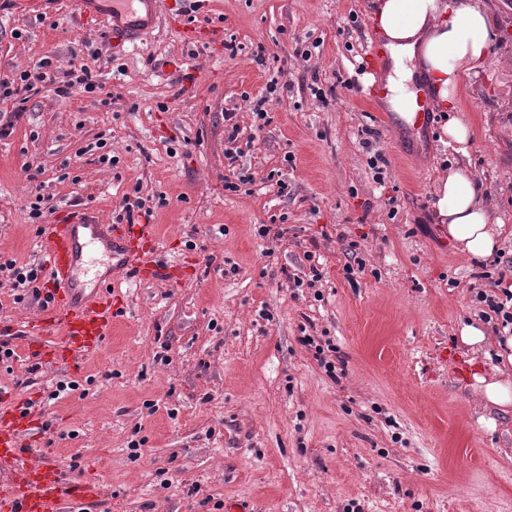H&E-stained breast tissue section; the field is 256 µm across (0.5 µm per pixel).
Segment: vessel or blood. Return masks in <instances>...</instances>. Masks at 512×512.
<instances>
[{"label": "vessel or blood", "mask_w": 512, "mask_h": 512, "mask_svg": "<svg viewBox=\"0 0 512 512\" xmlns=\"http://www.w3.org/2000/svg\"><path fill=\"white\" fill-rule=\"evenodd\" d=\"M135 1L112 0L104 12L114 47L141 41L159 22L162 0H139L146 7L142 16ZM108 231L112 252L119 257L118 272L146 282L176 279L174 268L155 259L163 243L153 225L112 224ZM39 246L47 258L54 299L46 316L28 321L29 346L45 364L75 371L83 357L102 349L121 290L105 287L89 298L77 297L78 264L87 243L73 220L45 225ZM38 419V410L19 403L0 411V512H61L64 494L87 501L99 494L98 484L64 480L45 455L24 448Z\"/></svg>", "instance_id": "b4317fda"}]
</instances>
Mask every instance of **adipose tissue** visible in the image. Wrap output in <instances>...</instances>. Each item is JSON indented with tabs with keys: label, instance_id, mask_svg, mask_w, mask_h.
I'll return each mask as SVG.
<instances>
[{
	"label": "adipose tissue",
	"instance_id": "adipose-tissue-1",
	"mask_svg": "<svg viewBox=\"0 0 512 512\" xmlns=\"http://www.w3.org/2000/svg\"><path fill=\"white\" fill-rule=\"evenodd\" d=\"M373 22L389 49V103L403 114L416 98L417 79L435 107L447 108L461 77L485 58L493 28L481 0H377ZM435 207L437 223L460 253L480 261L496 251L503 222L468 173L452 170L440 180Z\"/></svg>",
	"mask_w": 512,
	"mask_h": 512
}]
</instances>
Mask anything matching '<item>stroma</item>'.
Instances as JSON below:
<instances>
[{"label": "stroma", "instance_id": "35a3bbf8", "mask_svg": "<svg viewBox=\"0 0 512 512\" xmlns=\"http://www.w3.org/2000/svg\"><path fill=\"white\" fill-rule=\"evenodd\" d=\"M484 2L497 27L478 75L410 139L361 95L373 0H163L144 41L117 53L78 0H0L1 76L51 51L103 83L64 104L41 89L0 140V257L43 262L23 212L34 192L51 224L72 211L115 223L136 193L169 242L160 261L185 272L123 280L120 317L75 374L26 350L16 325L41 309L0 285L16 352L0 363V409L32 403L58 435L37 433L36 448L65 474L80 461L101 488L63 512H512V407L471 386L479 366L512 376V349L482 316L489 281L434 219L439 178L471 170L506 221L512 267V0ZM175 14L202 38L181 40ZM266 94L262 126L252 103ZM452 119L473 131L467 153L440 141ZM239 171L252 183L225 191ZM470 322L487 350L461 343ZM327 344L332 377L315 357ZM61 381L79 388L56 393Z\"/></svg>", "mask_w": 512, "mask_h": 512}]
</instances>
